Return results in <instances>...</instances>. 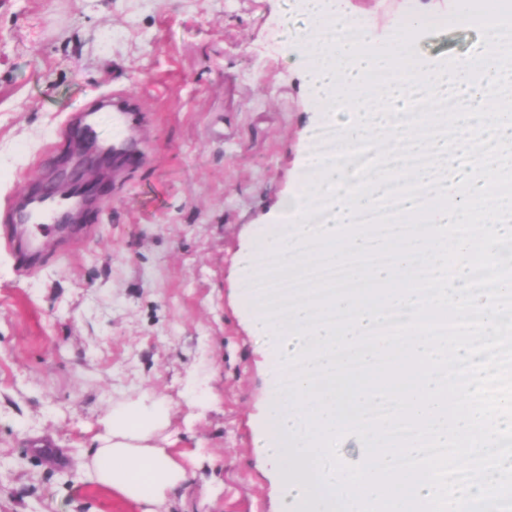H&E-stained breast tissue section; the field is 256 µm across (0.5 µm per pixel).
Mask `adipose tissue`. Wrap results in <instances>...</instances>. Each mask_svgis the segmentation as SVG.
<instances>
[{
  "instance_id": "1",
  "label": "adipose tissue",
  "mask_w": 512,
  "mask_h": 512,
  "mask_svg": "<svg viewBox=\"0 0 512 512\" xmlns=\"http://www.w3.org/2000/svg\"><path fill=\"white\" fill-rule=\"evenodd\" d=\"M170 415V408L142 400L108 411L105 430L86 464L92 481L142 505L143 512H161L168 494L187 480L168 449L152 442Z\"/></svg>"
}]
</instances>
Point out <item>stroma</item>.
Returning a JSON list of instances; mask_svg holds the SVG:
<instances>
[{
    "label": "stroma",
    "mask_w": 512,
    "mask_h": 512,
    "mask_svg": "<svg viewBox=\"0 0 512 512\" xmlns=\"http://www.w3.org/2000/svg\"><path fill=\"white\" fill-rule=\"evenodd\" d=\"M350 4L380 44L410 13ZM308 24L296 0H0V205L47 182V152L95 100L126 91L153 117L146 163L84 246L50 238L29 278L0 249V512H140L77 462L106 410L144 395L174 408L159 443L189 473L167 512H283L256 451L268 379L237 267L280 230L319 127L293 47ZM478 41L448 26L411 52Z\"/></svg>",
    "instance_id": "35a3bbf8"
}]
</instances>
